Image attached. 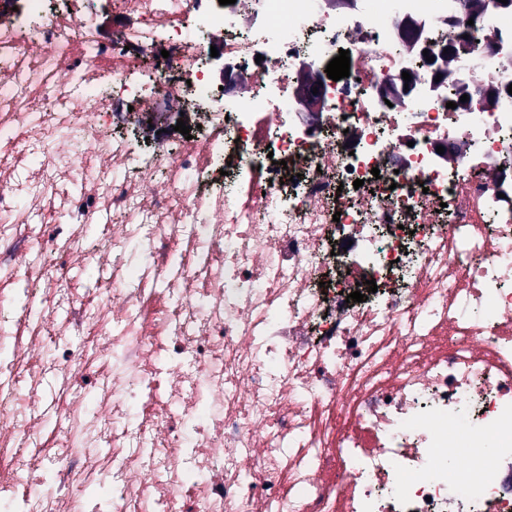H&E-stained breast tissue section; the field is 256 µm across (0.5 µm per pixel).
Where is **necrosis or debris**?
<instances>
[{"mask_svg":"<svg viewBox=\"0 0 512 512\" xmlns=\"http://www.w3.org/2000/svg\"><path fill=\"white\" fill-rule=\"evenodd\" d=\"M89 2L0 0V512H512V10ZM421 25L418 24L414 19L407 16L401 23V39L406 44V46L411 50H417L423 57L424 49H428L429 57L434 56V61L432 63L427 62L428 64L435 67L436 74H442L447 68L448 65V53L449 50L447 47H439L437 48L433 43L429 42L427 39H421ZM444 48H447V54H443ZM426 60V57H424ZM319 82L324 83L323 75L320 71L311 69L308 65L305 66L303 76L294 90L296 98L303 101L307 107L312 110L321 111L323 100L317 98L316 100L309 99V89L311 85H319Z\"/></svg>","mask_w":512,"mask_h":512,"instance_id":"1","label":"necrosis or debris"}]
</instances>
